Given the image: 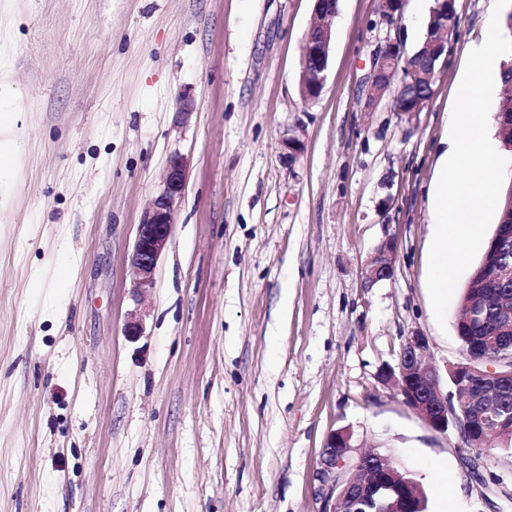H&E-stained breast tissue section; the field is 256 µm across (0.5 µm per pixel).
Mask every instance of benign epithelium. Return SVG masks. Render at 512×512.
<instances>
[{"instance_id": "7a95c632", "label": "benign epithelium", "mask_w": 512, "mask_h": 512, "mask_svg": "<svg viewBox=\"0 0 512 512\" xmlns=\"http://www.w3.org/2000/svg\"><path fill=\"white\" fill-rule=\"evenodd\" d=\"M404 0H379L380 23L387 28L386 35L371 55L370 70L366 77L371 93L366 99V108L371 110L386 92H393L392 101L407 94L413 85L411 74H401L396 90H391L389 76L395 71L399 60L408 56L399 37L391 35L401 18ZM331 27L310 28L306 34L302 60L301 96L306 101L316 100L324 87L328 68ZM196 112L195 101L183 94L177 103L180 122L187 123ZM189 159L172 154L167 162L163 189L155 196L141 215L133 251L127 272L134 288L147 292L155 285V273L159 259L166 251L173 226L176 201L181 197L187 179ZM397 245L392 237L384 239L375 249V254L365 268V283L372 286L391 277L395 266ZM429 351L428 339L419 331L405 338L401 353L393 365L381 369L380 379L397 388V395L408 407L414 409L423 424L430 430L448 434V429L458 431L455 445L460 459L476 484L484 486V473L480 470L485 429L512 430V412L497 411L485 401L484 384L490 379L512 378V367L507 372H496L489 348L476 344L470 346L469 362H458L448 367L447 376L453 390L446 391L441 385L437 369L426 362ZM387 470L383 457L377 453L367 455L354 444L353 431L344 426L334 430L324 448L321 449L316 468L318 488L316 490V512H342L345 507L351 512H363L378 498L386 486L379 481L359 484L354 472L360 469ZM395 497L405 504L403 512H412L413 486L404 482L393 489Z\"/></svg>"}]
</instances>
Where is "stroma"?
<instances>
[{
    "label": "stroma",
    "mask_w": 512,
    "mask_h": 512,
    "mask_svg": "<svg viewBox=\"0 0 512 512\" xmlns=\"http://www.w3.org/2000/svg\"><path fill=\"white\" fill-rule=\"evenodd\" d=\"M313 6L0 0L16 147L0 175V512H315L342 426L385 446L428 512H512L378 378L416 330L439 372L462 357L456 307L438 326L427 289L430 198L493 0H455L411 120L387 96L365 107L378 0H339L324 88L303 101ZM176 152L188 179L139 296L126 261ZM389 236L394 274L365 286Z\"/></svg>",
    "instance_id": "stroma-1"
}]
</instances>
